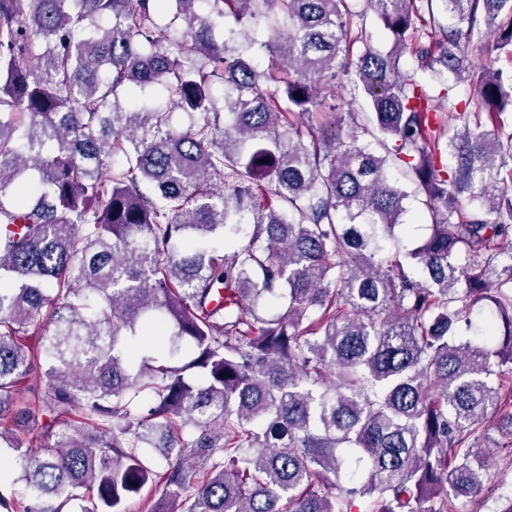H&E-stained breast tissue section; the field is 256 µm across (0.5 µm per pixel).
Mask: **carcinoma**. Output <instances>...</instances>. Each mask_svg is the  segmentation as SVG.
<instances>
[{"mask_svg":"<svg viewBox=\"0 0 512 512\" xmlns=\"http://www.w3.org/2000/svg\"><path fill=\"white\" fill-rule=\"evenodd\" d=\"M228 14L265 25L268 69ZM481 32L512 60V0H0V422L30 428L0 425L20 470L0 512H129L147 487L146 512L485 494L490 449L512 465L485 427L512 426V72L470 69ZM352 67L362 119L337 103ZM443 69L477 95L453 128L418 77ZM396 164L431 224L391 255Z\"/></svg>","mask_w":512,"mask_h":512,"instance_id":"1","label":"carcinoma"}]
</instances>
